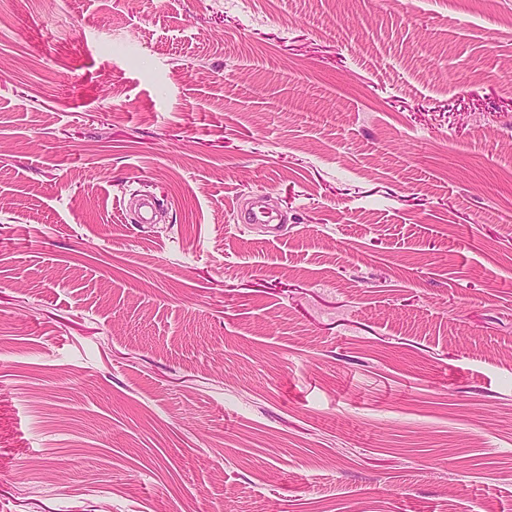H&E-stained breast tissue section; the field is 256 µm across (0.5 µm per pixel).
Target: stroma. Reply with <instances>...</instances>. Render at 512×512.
<instances>
[{
	"label": "stroma",
	"mask_w": 512,
	"mask_h": 512,
	"mask_svg": "<svg viewBox=\"0 0 512 512\" xmlns=\"http://www.w3.org/2000/svg\"><path fill=\"white\" fill-rule=\"evenodd\" d=\"M0 512H512V0H0Z\"/></svg>",
	"instance_id": "35a3bbf8"
}]
</instances>
